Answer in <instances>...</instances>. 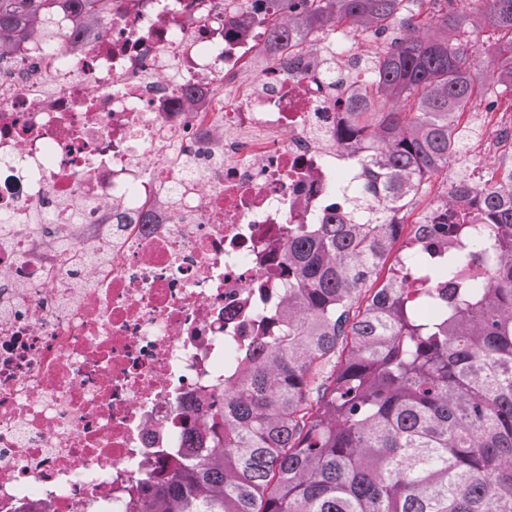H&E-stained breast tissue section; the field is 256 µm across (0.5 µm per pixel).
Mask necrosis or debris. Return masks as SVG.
I'll use <instances>...</instances> for the list:
<instances>
[{
  "label": "necrosis or debris",
  "mask_w": 512,
  "mask_h": 512,
  "mask_svg": "<svg viewBox=\"0 0 512 512\" xmlns=\"http://www.w3.org/2000/svg\"><path fill=\"white\" fill-rule=\"evenodd\" d=\"M264 0H112L0 63V512H126L286 289L289 229L362 174L344 29L274 49ZM251 20L246 33L226 17ZM482 156L512 157L496 111Z\"/></svg>",
  "instance_id": "1"
}]
</instances>
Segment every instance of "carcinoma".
Segmentation results:
<instances>
[{
    "instance_id": "obj_1",
    "label": "carcinoma",
    "mask_w": 512,
    "mask_h": 512,
    "mask_svg": "<svg viewBox=\"0 0 512 512\" xmlns=\"http://www.w3.org/2000/svg\"><path fill=\"white\" fill-rule=\"evenodd\" d=\"M109 0H0V56L68 12L104 20ZM430 0H272L273 42L305 49L317 28L389 34L363 57L360 104L337 141L363 171L353 210L288 234V299L242 358L237 378L194 417L172 473L156 475L128 512H512V168L477 184L445 178L443 202L414 225L459 234L448 256H407L401 281L367 298L405 218L432 178L466 150L458 117L512 94V0H485L499 33L479 73L465 33L419 34ZM481 218L466 224L456 200ZM473 261L490 284L432 290ZM345 356H340L342 349Z\"/></svg>"
}]
</instances>
